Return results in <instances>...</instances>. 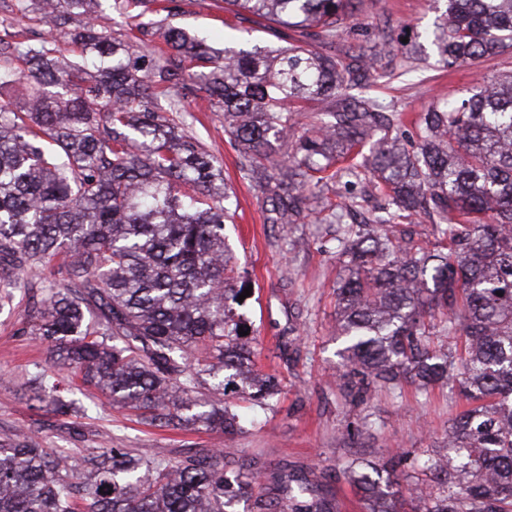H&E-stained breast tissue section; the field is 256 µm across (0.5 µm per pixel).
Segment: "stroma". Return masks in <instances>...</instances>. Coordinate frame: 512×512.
<instances>
[{
	"mask_svg": "<svg viewBox=\"0 0 512 512\" xmlns=\"http://www.w3.org/2000/svg\"><path fill=\"white\" fill-rule=\"evenodd\" d=\"M170 7V13L157 16L161 26L184 28L215 48L281 44L268 21L249 14L234 18L225 13L224 0H172ZM439 14L437 0H362L336 43L340 50L362 47L367 77L381 66L379 51L415 48L409 74L371 88L402 113L410 141L417 138L420 113L436 99L460 97L477 82L512 74V47L451 71L439 64L428 39ZM175 93L186 106L179 115L186 133L220 159L224 182L238 198L224 235L236 268L252 286L239 312L252 340L254 370L278 376L277 396L262 409L242 390L228 391L242 425L233 435L144 424L87 388L69 393L82 405L81 414L59 416L50 406L36 408L24 376L34 364L45 363L47 354L23 332L28 298L19 292L10 307L0 309V439L23 431L44 448H131L147 459L220 448L237 468L259 466L269 474L304 468L326 476L339 512H366L361 493L342 474L345 465L435 449L449 420L467 404L450 387L435 385L422 393L405 380L393 388L375 387L365 404H344L336 384L342 369L336 355V284L346 270L334 248L335 225L323 223L318 213L301 224L272 223L266 182L244 176L239 152L224 132L223 113L194 85Z\"/></svg>",
	"mask_w": 512,
	"mask_h": 512,
	"instance_id": "obj_1",
	"label": "stroma"
}]
</instances>
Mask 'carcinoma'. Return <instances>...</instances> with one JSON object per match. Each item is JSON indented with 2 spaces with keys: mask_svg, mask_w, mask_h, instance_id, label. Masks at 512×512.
Wrapping results in <instances>:
<instances>
[{
  "mask_svg": "<svg viewBox=\"0 0 512 512\" xmlns=\"http://www.w3.org/2000/svg\"><path fill=\"white\" fill-rule=\"evenodd\" d=\"M42 2L48 36L0 38V302L29 287L22 273L59 259L64 284L48 282L25 317L51 366L158 427L233 435L236 410L204 392L240 382L260 405L275 393L271 378L251 376L250 340L238 334L223 167L170 117L186 108L169 90L195 77L224 113L241 170L278 169L307 190L275 195L274 222L306 218L323 182L373 175L381 203L371 224L346 227L342 248V396L365 403L371 386L407 377L424 391L448 382L467 408L442 450L416 459L425 479L411 512H512V77L433 103L408 148L394 134L401 113L386 114L362 83V55L327 52L354 0H224V11L298 37L219 52L171 26L153 66L91 27L94 0ZM444 2L431 40L444 67L512 43V0ZM154 3L114 0L143 37L138 18ZM410 59L393 56L378 78ZM313 100L322 119L295 140L291 106ZM335 159L347 165L326 174ZM412 214L432 222L434 249L414 244L403 224ZM438 333L461 345H436ZM28 383L40 402L57 390L40 365ZM72 459L23 432L1 440L0 512H229L235 500L247 512H337L314 472L263 487L258 472L224 469L219 450L173 460L86 448L80 473ZM406 461L355 459L344 476L390 501L372 512H401Z\"/></svg>",
  "mask_w": 512,
  "mask_h": 512,
  "instance_id": "cac0c4a2",
  "label": "carcinoma"
}]
</instances>
